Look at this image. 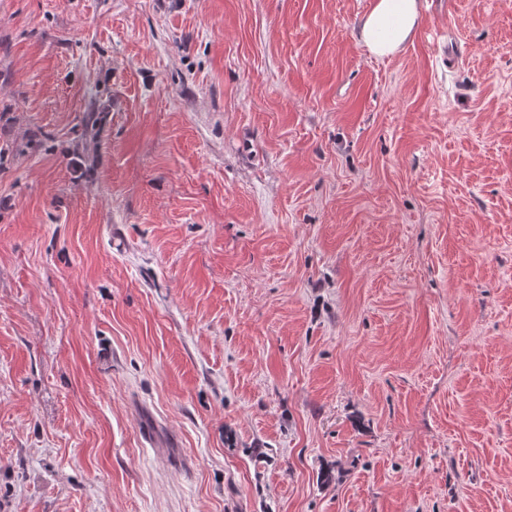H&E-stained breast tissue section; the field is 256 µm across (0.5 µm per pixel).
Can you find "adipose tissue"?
Instances as JSON below:
<instances>
[{
    "instance_id": "adipose-tissue-1",
    "label": "adipose tissue",
    "mask_w": 512,
    "mask_h": 512,
    "mask_svg": "<svg viewBox=\"0 0 512 512\" xmlns=\"http://www.w3.org/2000/svg\"><path fill=\"white\" fill-rule=\"evenodd\" d=\"M418 16L419 0H376L362 21L361 40L374 55H393L412 35Z\"/></svg>"
}]
</instances>
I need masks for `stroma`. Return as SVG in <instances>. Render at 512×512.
Returning a JSON list of instances; mask_svg holds the SVG:
<instances>
[{
  "label": "stroma",
  "mask_w": 512,
  "mask_h": 512,
  "mask_svg": "<svg viewBox=\"0 0 512 512\" xmlns=\"http://www.w3.org/2000/svg\"><path fill=\"white\" fill-rule=\"evenodd\" d=\"M374 3L0 0V512H512V0ZM418 16L419 0H376L362 21L361 40L374 55H393L412 35Z\"/></svg>",
  "instance_id": "1"
}]
</instances>
